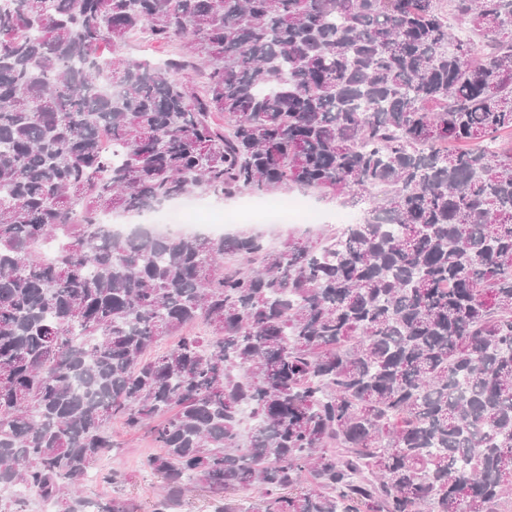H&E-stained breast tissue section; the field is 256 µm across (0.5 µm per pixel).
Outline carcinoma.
<instances>
[{"label":"carcinoma","mask_w":512,"mask_h":512,"mask_svg":"<svg viewBox=\"0 0 512 512\" xmlns=\"http://www.w3.org/2000/svg\"><path fill=\"white\" fill-rule=\"evenodd\" d=\"M503 131L512 0H0V491L133 512L81 496L118 424L157 448L152 512L193 484L218 512H497ZM292 188L368 208L273 246L91 220ZM125 53L133 60L137 59L151 65L162 63L169 55L167 49L159 48L152 44L145 45L137 42H132L125 50Z\"/></svg>","instance_id":"1"}]
</instances>
